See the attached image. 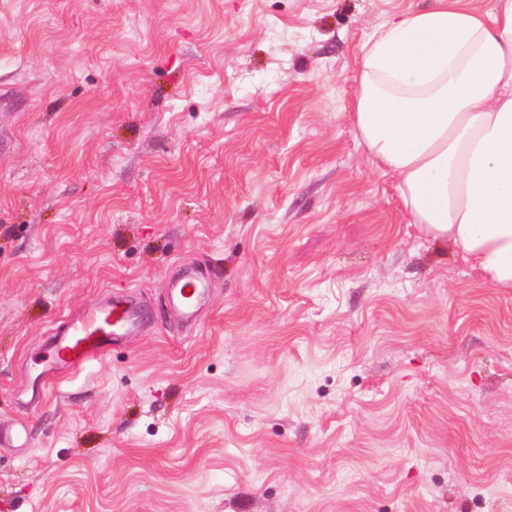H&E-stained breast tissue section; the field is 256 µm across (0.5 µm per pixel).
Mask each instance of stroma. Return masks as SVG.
Wrapping results in <instances>:
<instances>
[{
    "label": "stroma",
    "instance_id": "35a3bbf8",
    "mask_svg": "<svg viewBox=\"0 0 512 512\" xmlns=\"http://www.w3.org/2000/svg\"><path fill=\"white\" fill-rule=\"evenodd\" d=\"M432 0H0V512H512V289L351 119ZM211 288L179 323L169 282ZM143 329L42 397L71 314Z\"/></svg>",
    "mask_w": 512,
    "mask_h": 512
}]
</instances>
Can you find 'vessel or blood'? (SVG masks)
Segmentation results:
<instances>
[{"mask_svg": "<svg viewBox=\"0 0 512 512\" xmlns=\"http://www.w3.org/2000/svg\"><path fill=\"white\" fill-rule=\"evenodd\" d=\"M174 288L181 317L191 320L196 306L208 293L207 282L187 273L175 282ZM143 318L142 309L126 300H114L77 315L67 335L54 341L39 355L41 370L33 381L34 394L43 393L46 380L56 370L66 369L76 373L101 362L113 341L137 327Z\"/></svg>", "mask_w": 512, "mask_h": 512, "instance_id": "obj_1", "label": "vessel or blood"}]
</instances>
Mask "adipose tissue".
Returning a JSON list of instances; mask_svg holds the SVG:
<instances>
[{"mask_svg": "<svg viewBox=\"0 0 512 512\" xmlns=\"http://www.w3.org/2000/svg\"><path fill=\"white\" fill-rule=\"evenodd\" d=\"M354 125L413 224L512 289V0H434L363 45Z\"/></svg>", "mask_w": 512, "mask_h": 512, "instance_id": "obj_1", "label": "adipose tissue"}]
</instances>
